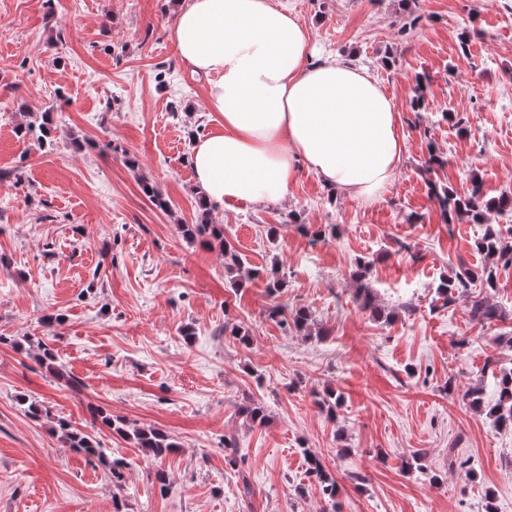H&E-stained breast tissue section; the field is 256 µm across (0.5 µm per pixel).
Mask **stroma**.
I'll use <instances>...</instances> for the list:
<instances>
[{
  "label": "stroma",
  "mask_w": 512,
  "mask_h": 512,
  "mask_svg": "<svg viewBox=\"0 0 512 512\" xmlns=\"http://www.w3.org/2000/svg\"><path fill=\"white\" fill-rule=\"evenodd\" d=\"M288 4L324 53L366 68L394 100L404 149L394 183L370 200L303 168L286 200L212 207L246 267L278 268L274 295L264 275L232 288L219 250L180 232L201 202L193 138L213 126L205 79L174 51L177 0H0V512H485L489 491L497 512H512V430L461 397L478 383L494 402L485 363L512 368L497 342L512 334V266L475 248L489 225L512 242V213L448 224L430 189L512 192V8ZM25 112L48 113L49 144L17 136ZM432 150L447 163L429 178ZM329 224L335 233L314 241ZM360 258L371 310L356 301ZM484 265L495 289L438 295L443 278ZM477 297L496 319L472 320ZM278 304L308 309L311 324L270 317ZM26 336L43 338L62 375ZM327 387L343 399L333 421L315 403ZM249 402L264 406L265 424L239 415ZM32 403L47 417L31 418ZM96 406L167 432L177 449L151 460L93 425ZM59 418L129 461L122 487L65 447ZM307 448L335 477L336 505L309 477ZM419 450L427 472L403 469Z\"/></svg>",
  "instance_id": "obj_1"
}]
</instances>
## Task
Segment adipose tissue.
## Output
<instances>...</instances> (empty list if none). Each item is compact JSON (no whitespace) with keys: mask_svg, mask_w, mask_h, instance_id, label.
<instances>
[{"mask_svg":"<svg viewBox=\"0 0 512 512\" xmlns=\"http://www.w3.org/2000/svg\"><path fill=\"white\" fill-rule=\"evenodd\" d=\"M174 48L207 82L215 129L195 138L190 166L208 202L286 199L302 164L354 199L393 183L403 152L393 99L365 69L315 60L287 5L181 0Z\"/></svg>","mask_w":512,"mask_h":512,"instance_id":"adipose-tissue-1","label":"adipose tissue"}]
</instances>
